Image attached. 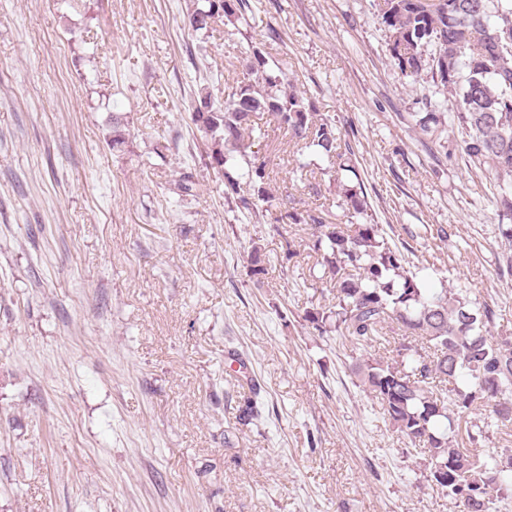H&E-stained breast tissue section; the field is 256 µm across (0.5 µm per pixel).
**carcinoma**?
<instances>
[{
	"instance_id": "1",
	"label": "carcinoma",
	"mask_w": 512,
	"mask_h": 512,
	"mask_svg": "<svg viewBox=\"0 0 512 512\" xmlns=\"http://www.w3.org/2000/svg\"><path fill=\"white\" fill-rule=\"evenodd\" d=\"M249 7V0H193L187 18L198 19L193 30L207 31L240 19ZM381 19L401 75L415 81L426 70L454 95L469 162L512 179V0H384ZM267 65L254 48L224 88L223 104L214 106L202 89L193 99L192 121L208 142L210 167L224 180V198L251 214L260 202L279 212L276 233L288 224L309 227L318 280L331 288L334 303L305 311L304 321L320 336L336 332L341 345L360 352L351 373L397 436L424 455V478L459 512H492V505L512 498V448L481 457L452 445L448 431L454 419L472 414L482 422L470 423L472 441L512 427V336L494 334L496 310L471 300L467 289L420 287L408 256L389 244L382 225L368 221L361 184L342 185L348 225L330 224L321 211H300L290 196L273 195L266 161L248 153L254 132L265 136L264 116L293 144L340 170L354 168L345 164L351 148L342 143L336 119L317 113L288 74ZM444 126L441 112L419 119L432 141ZM248 268L257 280L265 275L261 247L252 248ZM247 387L239 406L245 425L262 420L264 409L260 386L251 379Z\"/></svg>"
}]
</instances>
